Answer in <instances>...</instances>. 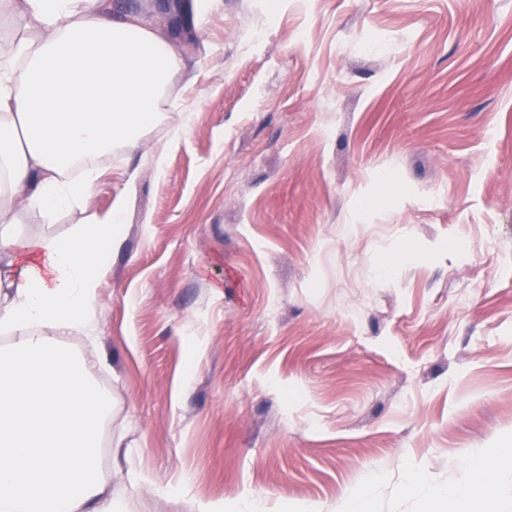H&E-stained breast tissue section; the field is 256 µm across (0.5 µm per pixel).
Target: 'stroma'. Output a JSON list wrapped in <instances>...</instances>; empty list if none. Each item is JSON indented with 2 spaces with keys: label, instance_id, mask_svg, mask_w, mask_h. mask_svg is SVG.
I'll list each match as a JSON object with an SVG mask.
<instances>
[{
  "label": "stroma",
  "instance_id": "stroma-1",
  "mask_svg": "<svg viewBox=\"0 0 512 512\" xmlns=\"http://www.w3.org/2000/svg\"><path fill=\"white\" fill-rule=\"evenodd\" d=\"M157 123L93 191L124 208L66 342L106 394L117 512H429L512 439V0H219Z\"/></svg>",
  "mask_w": 512,
  "mask_h": 512
}]
</instances>
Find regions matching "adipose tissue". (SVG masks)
Instances as JSON below:
<instances>
[{"label":"adipose tissue","instance_id":"obj_1","mask_svg":"<svg viewBox=\"0 0 512 512\" xmlns=\"http://www.w3.org/2000/svg\"><path fill=\"white\" fill-rule=\"evenodd\" d=\"M0 512H114L99 479L104 392L64 341L96 313L100 255L118 242L122 205L68 239L17 236L14 207L80 203L94 159L136 148L159 118L183 60L134 19L97 0H0ZM502 487L432 495L435 512H491Z\"/></svg>","mask_w":512,"mask_h":512}]
</instances>
